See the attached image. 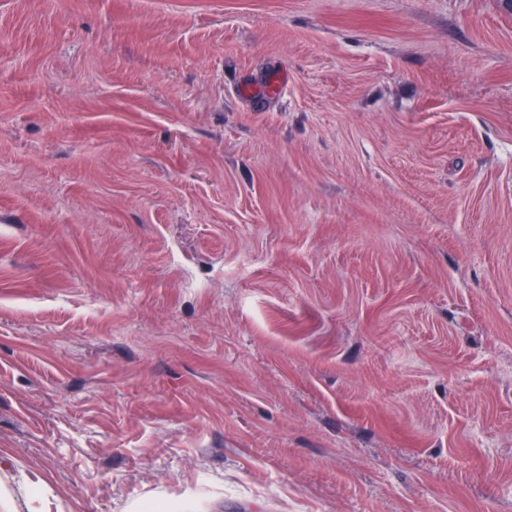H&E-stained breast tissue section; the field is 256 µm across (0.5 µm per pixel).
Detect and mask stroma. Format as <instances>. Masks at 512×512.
I'll use <instances>...</instances> for the list:
<instances>
[{"label": "stroma", "mask_w": 512, "mask_h": 512, "mask_svg": "<svg viewBox=\"0 0 512 512\" xmlns=\"http://www.w3.org/2000/svg\"><path fill=\"white\" fill-rule=\"evenodd\" d=\"M15 512H512L505 0H0ZM27 482L38 489V492L30 498L28 503V512H52L54 503L48 494H44L42 489L46 487L45 479L36 472L26 475Z\"/></svg>", "instance_id": "35a3bbf8"}]
</instances>
